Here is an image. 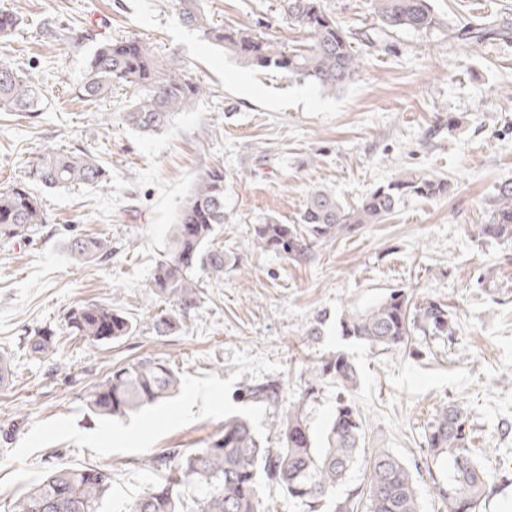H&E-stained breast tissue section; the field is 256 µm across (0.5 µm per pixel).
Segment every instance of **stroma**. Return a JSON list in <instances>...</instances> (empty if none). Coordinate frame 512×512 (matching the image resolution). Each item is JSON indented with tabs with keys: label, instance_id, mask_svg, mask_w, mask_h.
<instances>
[{
	"label": "stroma",
	"instance_id": "obj_1",
	"mask_svg": "<svg viewBox=\"0 0 512 512\" xmlns=\"http://www.w3.org/2000/svg\"><path fill=\"white\" fill-rule=\"evenodd\" d=\"M325 4L362 58L333 93L244 66L181 25L170 0H0V11L21 19L11 61L43 102L33 118L0 111V186L27 180L49 150L85 149L105 171L101 189H38L46 224L31 238L0 240V351L12 359L0 387V512L60 465L110 468L103 512H126L154 485L153 458L205 447L230 416L247 417L266 447H278L280 408L248 399L245 387L276 381L283 400L296 399L309 365L337 352L359 373L347 398L366 452L424 462L436 410L464 403L491 475L478 512H512V245L473 235L496 186L512 180V0H431L440 28L376 44L364 40L372 0ZM207 7L214 22L250 26L288 49L310 42L280 0ZM473 28L485 36L458 40ZM129 34L207 86L193 109L151 136L121 119L130 90L94 105L78 92L97 45ZM216 164L224 167L215 234L224 275L209 279L188 328L157 335L149 316L169 303L150 287L155 263L200 173ZM402 173L447 179L451 192L402 200L385 221L355 225L298 262L249 242L253 225L292 223L314 187L353 205ZM72 235L111 238V259L73 265ZM394 288L417 303H447L455 336H417L409 349L387 351L342 335V317ZM105 300L134 319L132 335L93 346L64 334L71 309ZM42 330L54 332L55 348L31 353L27 340ZM142 358L170 365L179 393L122 419L91 412L92 387ZM198 388L212 392L213 407L187 413Z\"/></svg>",
	"mask_w": 512,
	"mask_h": 512
}]
</instances>
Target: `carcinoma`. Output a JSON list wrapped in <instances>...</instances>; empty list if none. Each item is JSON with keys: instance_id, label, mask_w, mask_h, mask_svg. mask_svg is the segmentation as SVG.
<instances>
[{"instance_id": "carcinoma-1", "label": "carcinoma", "mask_w": 512, "mask_h": 512, "mask_svg": "<svg viewBox=\"0 0 512 512\" xmlns=\"http://www.w3.org/2000/svg\"><path fill=\"white\" fill-rule=\"evenodd\" d=\"M178 21L202 32L242 63L254 68H274L299 81L308 80L328 91L346 85L359 72L361 59L349 36L328 12L324 0H282V13L306 29L310 45L297 51L246 26L228 27L211 21L204 0H171ZM373 27L367 42L381 43L403 30L428 32L443 25L430 0H373ZM19 19L0 13V108L24 112L33 118L39 100L29 80L6 57L8 42ZM133 88L134 97L122 119L131 129L145 134L168 127L173 117L190 110L203 94V86L189 76L186 67L165 62L151 43L138 36L102 41L86 63L79 93L88 101L105 99L113 88ZM30 182L46 188L97 186L105 172L86 150L47 151L29 168ZM448 195V181L415 174L400 175L378 187L356 205L342 202L328 189L310 192L297 223L269 220L252 228V246L286 259L306 258L311 247L333 235L351 230L354 224H378L407 197L437 198ZM47 218L29 182L0 188V239L24 237ZM224 223V167L206 168L185 199L170 233V246L157 262L151 288L168 300L170 308L152 316L154 331L166 336L186 329L191 312L201 302L202 283L197 271L224 273V251L214 247L217 227ZM477 236L512 243V181L497 186L489 204L487 223L474 226ZM67 254L75 266L103 262L112 256L111 240L104 236H71ZM342 335L383 350L407 346L417 336L449 338L455 321L448 306L426 300L413 304L401 288L375 306L351 314L340 323ZM65 330L90 344L130 336L132 321L112 303L89 302L72 309ZM30 350L46 354L54 349L51 335L29 339ZM309 387L288 401L279 426L280 447L266 448L251 422L234 416L224 420V431L203 448L174 449L152 461L165 474L150 491L131 501L128 512H185V492H199L192 512H261L263 495L278 488L292 500L303 502L308 512H420L415 471L386 449H378L367 462V478L357 493L343 500L333 498L355 464L362 441V421L348 399L328 424L322 442L310 429L307 402L316 385L330 377L350 392L359 375L341 353L310 366ZM179 376L168 365L152 359L112 368L90 393L91 412L102 417L122 416L172 397ZM249 396L279 403L280 384L271 382L245 388ZM470 413L461 403L442 405L429 424L426 462L438 466L444 476L433 488L446 512H476L486 497L490 476L470 448ZM112 489V470L102 466L52 469L18 496L11 512H100Z\"/></svg>"}]
</instances>
